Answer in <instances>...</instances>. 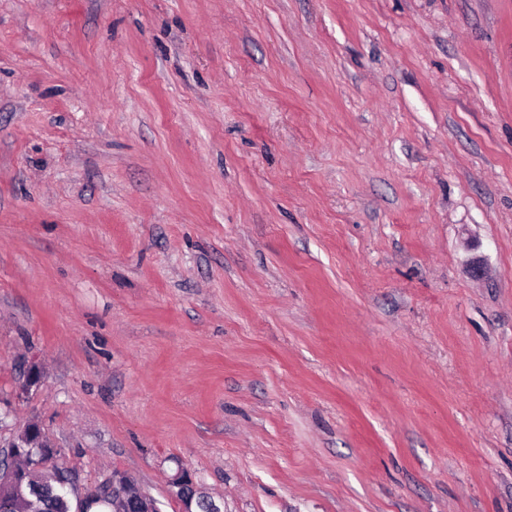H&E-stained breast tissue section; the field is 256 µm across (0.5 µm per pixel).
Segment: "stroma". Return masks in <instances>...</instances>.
<instances>
[{
	"label": "stroma",
	"mask_w": 512,
	"mask_h": 512,
	"mask_svg": "<svg viewBox=\"0 0 512 512\" xmlns=\"http://www.w3.org/2000/svg\"><path fill=\"white\" fill-rule=\"evenodd\" d=\"M31 423L75 502L512 512V0H0ZM112 475V480H111ZM109 477L101 481L96 491L91 494H86L84 499L80 502L78 512H89L93 505L107 504L112 507V499L116 497L117 489H112V483L119 486L118 496L122 499L124 508L126 507V501L129 498H133L128 491V487L132 484L131 480L121 471H112ZM160 503L154 497L144 494L143 497H139L137 500L129 503V507L124 510L125 512H162Z\"/></svg>",
	"instance_id": "stroma-1"
}]
</instances>
